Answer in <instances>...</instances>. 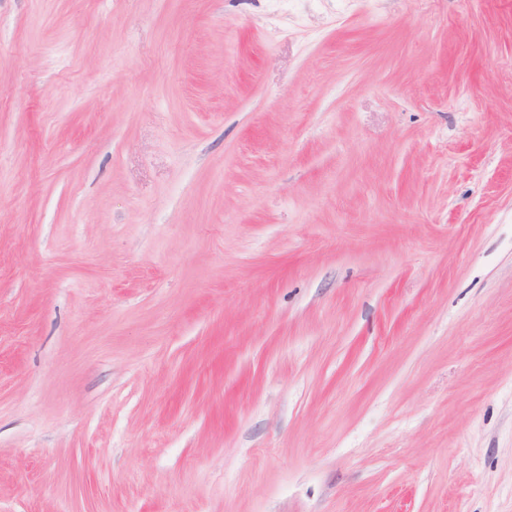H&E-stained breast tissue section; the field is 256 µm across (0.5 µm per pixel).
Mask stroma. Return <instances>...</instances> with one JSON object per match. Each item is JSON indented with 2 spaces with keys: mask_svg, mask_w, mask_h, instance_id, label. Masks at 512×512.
Masks as SVG:
<instances>
[{
  "mask_svg": "<svg viewBox=\"0 0 512 512\" xmlns=\"http://www.w3.org/2000/svg\"><path fill=\"white\" fill-rule=\"evenodd\" d=\"M0 512H512V0H0Z\"/></svg>",
  "mask_w": 512,
  "mask_h": 512,
  "instance_id": "1",
  "label": "stroma"
}]
</instances>
